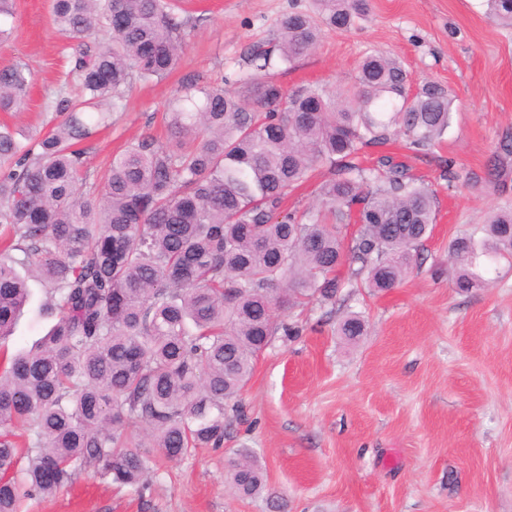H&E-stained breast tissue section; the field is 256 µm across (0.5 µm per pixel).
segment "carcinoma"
<instances>
[{"label":"carcinoma","mask_w":512,"mask_h":512,"mask_svg":"<svg viewBox=\"0 0 512 512\" xmlns=\"http://www.w3.org/2000/svg\"><path fill=\"white\" fill-rule=\"evenodd\" d=\"M313 2L315 14L280 20L277 43L252 54L238 88L190 83L166 113L167 142L147 135L113 155L104 192L90 196L75 145L132 81L169 75L182 23L172 0H53L57 32L77 42L70 75L83 100L58 99L59 123L25 142L0 126V342L30 302V278L45 287L39 315L55 319L34 347H0V512H25L87 466L142 488L147 446L167 458L224 447L258 354L278 334L300 335L276 311L334 306L360 283L386 292L411 269L435 196L396 157L366 165L364 152L399 136L430 150L456 97L435 82L411 88L403 61L378 51L333 95L318 84L284 91L269 68L293 65L323 29L346 31L367 11L366 0ZM485 2L512 30V0ZM31 81L26 66L1 68L0 112ZM320 166L318 206L283 208ZM483 231L451 241L462 291L485 287L472 271L480 257L512 259V205L494 208ZM337 333L356 341L367 321L351 314ZM224 482L242 498L266 491L248 448L229 458Z\"/></svg>","instance_id":"obj_1"}]
</instances>
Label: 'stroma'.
I'll list each match as a JSON object with an SVG mask.
<instances>
[{
    "label": "stroma",
    "instance_id": "stroma-1",
    "mask_svg": "<svg viewBox=\"0 0 512 512\" xmlns=\"http://www.w3.org/2000/svg\"><path fill=\"white\" fill-rule=\"evenodd\" d=\"M13 28L0 43V68L28 66L24 106L0 122L42 135L57 122L51 104L76 98L69 42L55 29L52 0H14ZM310 0H178L185 52L165 79L134 83L124 105L81 142L86 189L101 194L113 154L142 136L165 134L169 102L188 79L202 85L248 72L249 50L272 40L283 14ZM401 57L415 83L436 81L457 94L443 142L414 154L404 140L372 148L404 160L436 194L437 217L407 277L393 290L356 289L335 313L312 304L301 336L275 338L259 355L240 396L243 416L220 450L160 460L140 492L117 488L94 469L71 489L29 501L26 512H267L224 483L233 449L251 448L282 512H512V265H479L486 288L458 291L448 266L456 235L480 232L490 210L512 202V157L498 184L484 175L512 136V30L485 15L483 0H369L346 31H324L294 68H275L283 89L353 84L368 51ZM453 162L455 184L442 179ZM32 298L5 343L30 348L51 327ZM369 333L354 343L336 333L349 313Z\"/></svg>",
    "mask_w": 512,
    "mask_h": 512
}]
</instances>
